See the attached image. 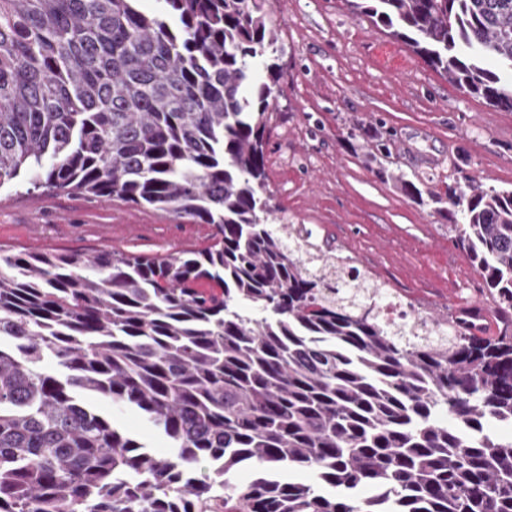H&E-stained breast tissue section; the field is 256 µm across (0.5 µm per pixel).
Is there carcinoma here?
<instances>
[{"mask_svg":"<svg viewBox=\"0 0 512 512\" xmlns=\"http://www.w3.org/2000/svg\"><path fill=\"white\" fill-rule=\"evenodd\" d=\"M138 2L0 0V186L191 217L212 243L0 249V512H512V438L490 432L512 423V189L470 179L434 198L463 220L450 228L498 335L468 310L431 337L392 326L367 273L273 223L269 0ZM345 2L512 112V0ZM90 402L99 406L105 411L112 413V416L126 429L138 434L157 456L167 457L171 454V448L165 437L156 432L138 413L128 409H120L101 398H91Z\"/></svg>","mask_w":512,"mask_h":512,"instance_id":"carcinoma-1","label":"carcinoma"}]
</instances>
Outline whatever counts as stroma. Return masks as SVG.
Segmentation results:
<instances>
[{"label": "stroma", "instance_id": "35a3bbf8", "mask_svg": "<svg viewBox=\"0 0 512 512\" xmlns=\"http://www.w3.org/2000/svg\"><path fill=\"white\" fill-rule=\"evenodd\" d=\"M271 10L284 77L265 155L282 223L306 225L422 315L448 318L484 303L480 275L431 199L472 177L512 186V112L458 90L343 0H272ZM404 178L420 197L406 195ZM210 233L119 200L0 186V249L15 254L164 256L205 248ZM96 404L157 456L170 455L138 413Z\"/></svg>", "mask_w": 512, "mask_h": 512}]
</instances>
